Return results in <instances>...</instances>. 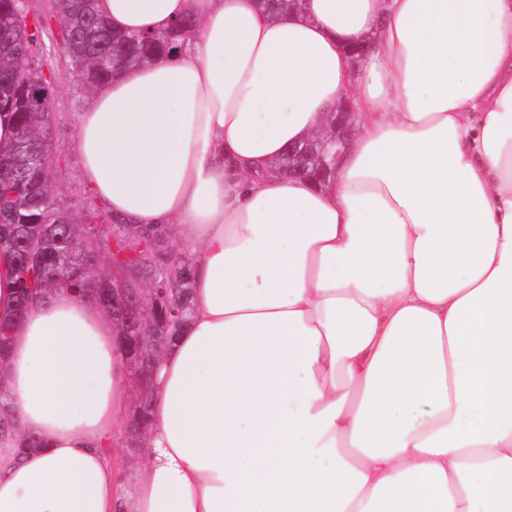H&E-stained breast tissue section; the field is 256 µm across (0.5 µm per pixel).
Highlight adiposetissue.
<instances>
[{"label":"adipose tissue","instance_id":"obj_1","mask_svg":"<svg viewBox=\"0 0 512 512\" xmlns=\"http://www.w3.org/2000/svg\"><path fill=\"white\" fill-rule=\"evenodd\" d=\"M95 7L197 22L99 85L75 143L105 208L176 230L192 311L130 469L111 316L66 291L17 313L0 253V512H512V0ZM346 97L327 184L269 171Z\"/></svg>","mask_w":512,"mask_h":512}]
</instances>
